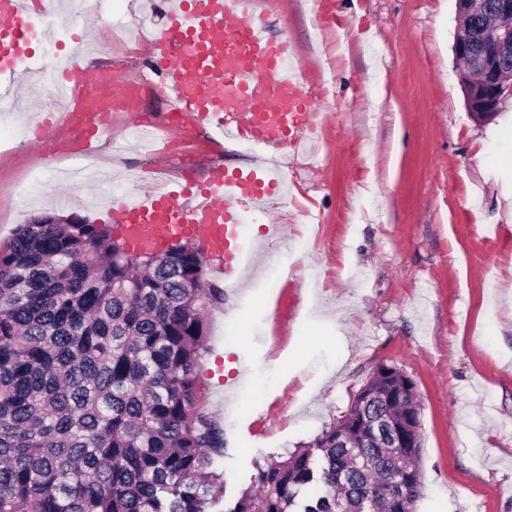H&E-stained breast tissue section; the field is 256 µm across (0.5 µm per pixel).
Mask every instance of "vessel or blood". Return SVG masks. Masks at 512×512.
Wrapping results in <instances>:
<instances>
[{"label":"vessel or blood","mask_w":512,"mask_h":512,"mask_svg":"<svg viewBox=\"0 0 512 512\" xmlns=\"http://www.w3.org/2000/svg\"><path fill=\"white\" fill-rule=\"evenodd\" d=\"M32 0H0V107L20 108L19 74L38 75L43 66L30 47L35 26L57 32L68 16L82 13L81 0H64L63 11L36 10ZM168 27L149 32L147 45L158 65L163 87L174 96L178 115L172 137L183 129L212 127L218 138L258 144L264 153L281 143L300 142L323 127L326 114L307 98L310 74L287 62L289 39L272 38L254 0H167ZM55 93L73 111L69 125L48 124L47 136L28 140L26 148L42 154L45 139L68 141L81 131L82 148H91L112 132L113 113L131 127L142 128L140 107L130 79L110 78L97 66L66 67L53 78ZM287 176L271 169L266 179L229 171L221 164L205 173L206 189L187 193L179 181L110 208V221L122 225L129 246L159 252L180 237L202 242L206 257L224 256V280L235 286L241 267L229 239L244 221L236 205L240 197L262 208L272 192H283Z\"/></svg>","instance_id":"b4317fda"}]
</instances>
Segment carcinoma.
I'll return each mask as SVG.
<instances>
[{"label":"carcinoma","mask_w":512,"mask_h":512,"mask_svg":"<svg viewBox=\"0 0 512 512\" xmlns=\"http://www.w3.org/2000/svg\"><path fill=\"white\" fill-rule=\"evenodd\" d=\"M207 265L187 238L134 252L108 224L53 215L0 243V512H412L421 449L340 447L352 404L225 500L197 373L224 302ZM406 379L380 369L365 388L396 396L375 409L400 416Z\"/></svg>","instance_id":"cac0c4a2"}]
</instances>
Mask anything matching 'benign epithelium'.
<instances>
[{
  "instance_id": "obj_1",
  "label": "benign epithelium",
  "mask_w": 512,
  "mask_h": 512,
  "mask_svg": "<svg viewBox=\"0 0 512 512\" xmlns=\"http://www.w3.org/2000/svg\"><path fill=\"white\" fill-rule=\"evenodd\" d=\"M471 16H491L494 22L472 29L469 37L455 41V56L470 61L481 77L474 84L467 71L461 72L466 107L479 123L493 120L503 102L512 97V0H458ZM374 437L390 448L416 447L414 433L379 419H363Z\"/></svg>"
}]
</instances>
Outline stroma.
Masks as SVG:
<instances>
[{
    "label": "stroma",
    "mask_w": 512,
    "mask_h": 512,
    "mask_svg": "<svg viewBox=\"0 0 512 512\" xmlns=\"http://www.w3.org/2000/svg\"><path fill=\"white\" fill-rule=\"evenodd\" d=\"M296 61L334 79V115L270 156L292 201L243 225L238 287L207 311L198 375L224 430L227 494L310 441L378 364L416 383L414 512H512V98L472 120L454 0H260ZM112 198L0 132V241L46 214L108 223L111 202L173 167L116 128L97 147Z\"/></svg>",
    "instance_id": "35a3bbf8"
}]
</instances>
